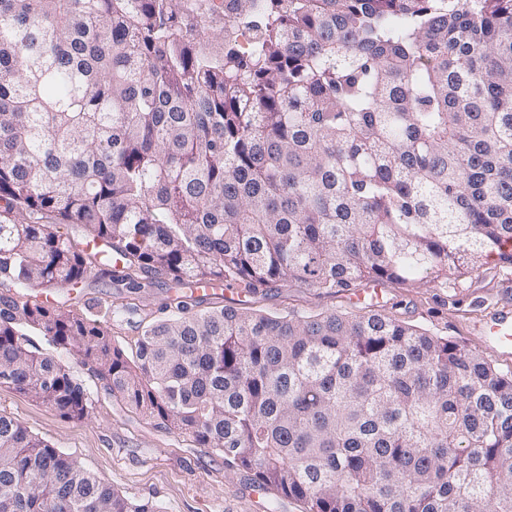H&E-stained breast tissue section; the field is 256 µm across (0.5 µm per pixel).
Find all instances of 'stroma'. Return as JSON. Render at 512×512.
<instances>
[{
	"label": "stroma",
	"instance_id": "35a3bbf8",
	"mask_svg": "<svg viewBox=\"0 0 512 512\" xmlns=\"http://www.w3.org/2000/svg\"><path fill=\"white\" fill-rule=\"evenodd\" d=\"M114 293L105 280H92L75 291L53 293L55 302L77 314L103 313ZM512 301V266L496 260L448 284L423 288H386L378 307L386 314L420 325L433 334L479 349L502 370H512V356L474 335L475 325L506 301ZM260 307L268 311L346 310L345 296L309 288H271ZM0 413L16 417L52 446L78 457L87 468L111 482L126 497L150 501L160 512H305L300 501L274 500L259 491L243 471L229 469L221 455L191 442L160 421L132 411L105 392L95 396L90 417L61 418L6 387H0Z\"/></svg>",
	"mask_w": 512,
	"mask_h": 512
}]
</instances>
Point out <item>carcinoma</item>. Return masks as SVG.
<instances>
[{"mask_svg":"<svg viewBox=\"0 0 512 512\" xmlns=\"http://www.w3.org/2000/svg\"><path fill=\"white\" fill-rule=\"evenodd\" d=\"M509 247L512 0H0V387L62 418L95 403L66 355L306 512H512V371L372 309L252 307ZM90 277L101 319L45 299ZM159 279L129 353L110 324ZM0 512L159 510L0 413Z\"/></svg>","mask_w":512,"mask_h":512,"instance_id":"obj_1","label":"carcinoma"}]
</instances>
